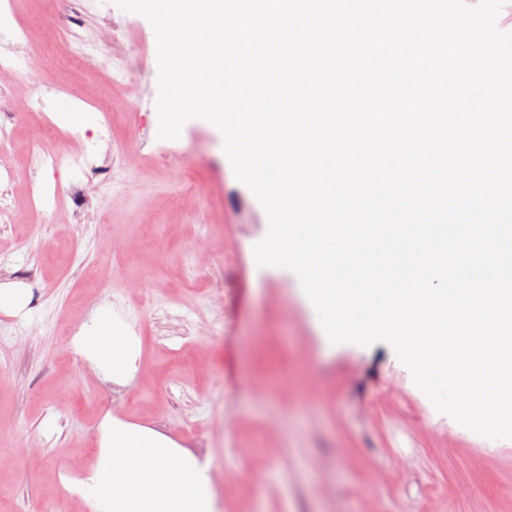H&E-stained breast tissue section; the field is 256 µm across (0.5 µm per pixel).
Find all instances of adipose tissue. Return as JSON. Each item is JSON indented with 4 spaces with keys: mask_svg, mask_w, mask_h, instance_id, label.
<instances>
[{
    "mask_svg": "<svg viewBox=\"0 0 512 512\" xmlns=\"http://www.w3.org/2000/svg\"><path fill=\"white\" fill-rule=\"evenodd\" d=\"M75 346L114 382L128 383L139 370V338L111 311L83 324ZM62 484L91 512H217L209 459L157 430L110 416L99 426L90 466Z\"/></svg>",
    "mask_w": 512,
    "mask_h": 512,
    "instance_id": "ef3b65f1",
    "label": "adipose tissue"
}]
</instances>
